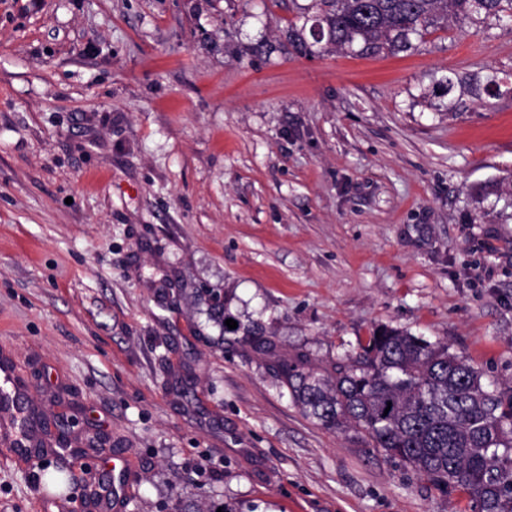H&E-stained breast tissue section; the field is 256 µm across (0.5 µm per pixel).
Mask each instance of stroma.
<instances>
[{
    "mask_svg": "<svg viewBox=\"0 0 512 512\" xmlns=\"http://www.w3.org/2000/svg\"><path fill=\"white\" fill-rule=\"evenodd\" d=\"M313 14L0 0V344L67 435L132 459L123 512H472L273 364L389 326L512 383V17L304 56ZM55 497L88 512L0 448V512Z\"/></svg>",
    "mask_w": 512,
    "mask_h": 512,
    "instance_id": "35a3bbf8",
    "label": "stroma"
}]
</instances>
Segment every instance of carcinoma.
I'll return each mask as SVG.
<instances>
[{"mask_svg": "<svg viewBox=\"0 0 512 512\" xmlns=\"http://www.w3.org/2000/svg\"><path fill=\"white\" fill-rule=\"evenodd\" d=\"M320 38L362 50L405 48L448 17L512 12V0H314ZM254 349L273 348L243 327ZM275 371L302 413L327 429L352 426L371 451L400 459L436 488L465 494L472 512H512V386L485 388L468 359L407 331L372 330L358 352L322 370L305 354Z\"/></svg>", "mask_w": 512, "mask_h": 512, "instance_id": "carcinoma-1", "label": "carcinoma"}]
</instances>
